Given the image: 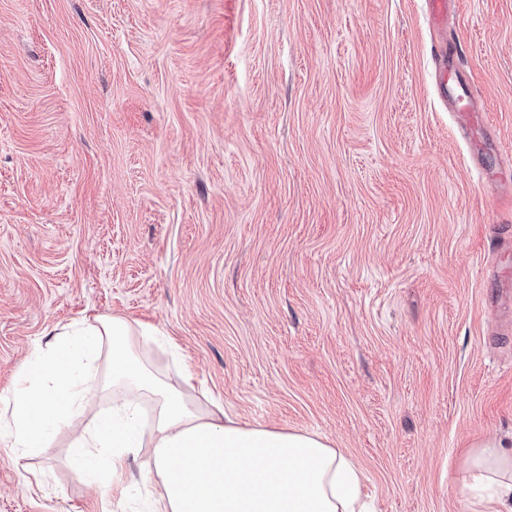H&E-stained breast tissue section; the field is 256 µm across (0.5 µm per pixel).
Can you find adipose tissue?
<instances>
[{
	"label": "adipose tissue",
	"mask_w": 512,
	"mask_h": 512,
	"mask_svg": "<svg viewBox=\"0 0 512 512\" xmlns=\"http://www.w3.org/2000/svg\"><path fill=\"white\" fill-rule=\"evenodd\" d=\"M157 334L118 316L77 334L57 332L18 375L0 446L48 448L51 428L82 412L97 393L92 363L104 354L112 367V411L71 446L91 482L127 496L129 461L147 445L159 487L147 497L146 512H376L361 493L363 472L324 437L241 425L197 403L191 383L158 377L138 353ZM143 399L152 404L146 421ZM466 470L472 505L512 512V449L496 439L476 443Z\"/></svg>",
	"instance_id": "1"
}]
</instances>
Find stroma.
<instances>
[{
    "mask_svg": "<svg viewBox=\"0 0 512 512\" xmlns=\"http://www.w3.org/2000/svg\"><path fill=\"white\" fill-rule=\"evenodd\" d=\"M487 114L469 146L434 43ZM499 173L478 180L476 167ZM512 0H0V413L56 328L150 324L241 423L316 433L378 512H471L472 445L512 439ZM0 447V512H135L69 446Z\"/></svg>",
    "mask_w": 512,
    "mask_h": 512,
    "instance_id": "35a3bbf8",
    "label": "stroma"
}]
</instances>
